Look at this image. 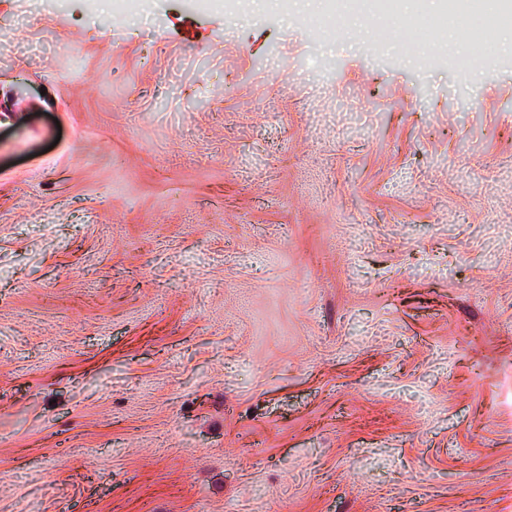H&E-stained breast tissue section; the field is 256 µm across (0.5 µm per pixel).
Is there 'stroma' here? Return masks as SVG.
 Returning <instances> with one entry per match:
<instances>
[{
  "label": "stroma",
  "instance_id": "35a3bbf8",
  "mask_svg": "<svg viewBox=\"0 0 512 512\" xmlns=\"http://www.w3.org/2000/svg\"><path fill=\"white\" fill-rule=\"evenodd\" d=\"M321 7L0 0V512H512V27ZM443 5L433 14L422 18L418 14L421 0H323L317 16L301 19V25L316 31L335 24L351 13L363 14L379 33L395 27L422 32L435 28L452 30L460 42L472 46V55H452L462 75L469 69L474 55L491 58L496 55L492 33L512 26V3L509 0H442Z\"/></svg>",
  "mask_w": 512,
  "mask_h": 512
}]
</instances>
